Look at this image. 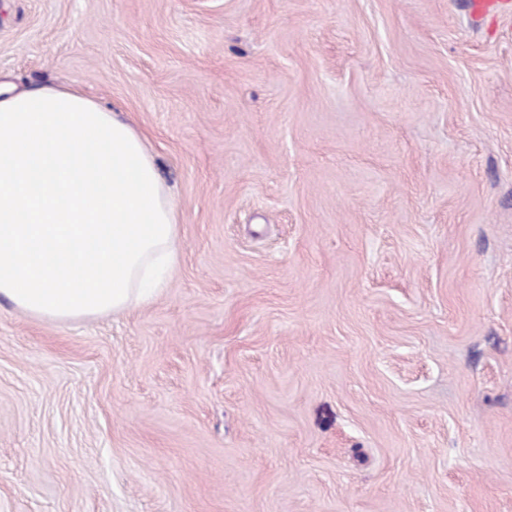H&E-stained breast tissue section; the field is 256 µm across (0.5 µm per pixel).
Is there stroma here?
Returning a JSON list of instances; mask_svg holds the SVG:
<instances>
[{"mask_svg":"<svg viewBox=\"0 0 512 512\" xmlns=\"http://www.w3.org/2000/svg\"><path fill=\"white\" fill-rule=\"evenodd\" d=\"M461 0H0L142 133L149 304L0 298V512H512V37Z\"/></svg>","mask_w":512,"mask_h":512,"instance_id":"35a3bbf8","label":"stroma"}]
</instances>
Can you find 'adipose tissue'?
<instances>
[{
  "label": "adipose tissue",
  "instance_id": "ef3b65f1",
  "mask_svg": "<svg viewBox=\"0 0 512 512\" xmlns=\"http://www.w3.org/2000/svg\"><path fill=\"white\" fill-rule=\"evenodd\" d=\"M177 240L134 127L76 88L0 87V297L37 319L117 313L152 299Z\"/></svg>",
  "mask_w": 512,
  "mask_h": 512
}]
</instances>
